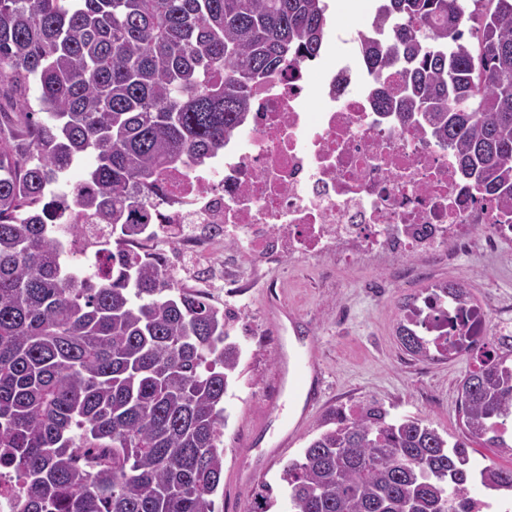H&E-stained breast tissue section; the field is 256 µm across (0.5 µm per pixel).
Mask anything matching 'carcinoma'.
I'll return each mask as SVG.
<instances>
[{"label": "carcinoma", "mask_w": 512, "mask_h": 512, "mask_svg": "<svg viewBox=\"0 0 512 512\" xmlns=\"http://www.w3.org/2000/svg\"><path fill=\"white\" fill-rule=\"evenodd\" d=\"M325 0H0V467L20 512H218L224 398L240 378L231 316L184 290L166 260L130 255L166 198L163 172L224 153L254 92L327 34ZM380 40L358 45L376 106L423 118L461 173L512 204V0H378ZM36 83L34 119L29 92ZM68 199L47 188L80 155ZM78 208L97 239L95 279L65 273L51 235ZM424 357L423 337L397 326ZM466 439L512 459V350L462 381ZM283 469L287 512H468L512 492V467L473 464L424 420L379 404L328 418Z\"/></svg>", "instance_id": "1"}]
</instances>
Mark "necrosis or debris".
Wrapping results in <instances>:
<instances>
[{
  "label": "necrosis or debris",
  "instance_id": "4bbe7bcc",
  "mask_svg": "<svg viewBox=\"0 0 512 512\" xmlns=\"http://www.w3.org/2000/svg\"><path fill=\"white\" fill-rule=\"evenodd\" d=\"M367 72L299 64L258 93L248 128L211 167L166 172L170 202L152 223L182 246V225H211L214 239L263 259L316 261L332 254L455 261L477 228L512 240V208L464 179L456 153L429 130L374 104ZM404 318L430 353H480L512 327L488 307L441 290Z\"/></svg>",
  "mask_w": 512,
  "mask_h": 512
}]
</instances>
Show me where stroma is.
<instances>
[{
  "mask_svg": "<svg viewBox=\"0 0 512 512\" xmlns=\"http://www.w3.org/2000/svg\"><path fill=\"white\" fill-rule=\"evenodd\" d=\"M158 252L185 288L236 314L230 334L242 346L243 373L225 400L224 493L216 498L224 512H248L261 486L280 491L284 466L300 457L336 411L375 402L392 415L425 419L449 441L463 439L460 385L470 361L458 356L429 362L407 354L396 336L399 306L433 282L459 281L493 316L512 315V252L491 248L463 250L451 265L435 256L409 274L395 262L371 259L350 266L286 259L264 269L242 259L229 266L219 246L203 275L184 248L167 244ZM277 305L290 315L282 331L272 315ZM283 349L314 357L321 392L310 412L302 410L306 391L280 382L276 359ZM276 402L288 409L292 436L265 467L259 454L280 427L272 413ZM250 443L258 453L244 466L239 454Z\"/></svg>",
  "mask_w": 512,
  "mask_h": 512,
  "instance_id": "stroma-1",
  "label": "stroma"
}]
</instances>
